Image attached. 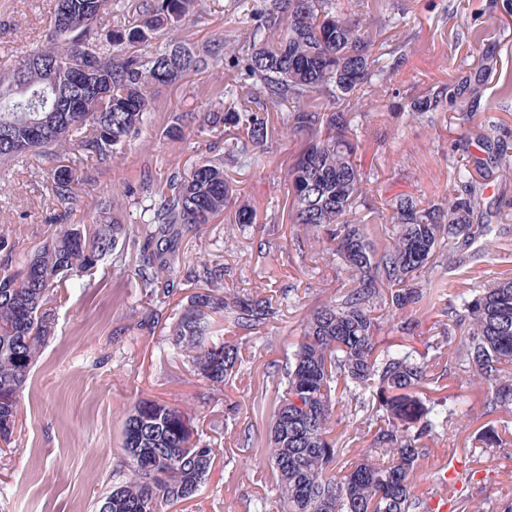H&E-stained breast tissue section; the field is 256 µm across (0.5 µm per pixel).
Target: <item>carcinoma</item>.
Here are the masks:
<instances>
[{
  "instance_id": "1",
  "label": "carcinoma",
  "mask_w": 512,
  "mask_h": 512,
  "mask_svg": "<svg viewBox=\"0 0 512 512\" xmlns=\"http://www.w3.org/2000/svg\"><path fill=\"white\" fill-rule=\"evenodd\" d=\"M193 6L194 0H57L45 41L0 64V167L35 158L53 207L47 220L53 230L17 263L15 243L0 232L1 443L12 442L20 390L54 336L62 289L86 287L83 277L107 262L127 268L154 302L127 330L150 333L169 324L173 354L213 387L241 365L238 347L224 339L227 327L259 330L279 316L281 302L225 291L205 261L187 277L203 287L186 296L175 321L164 316L178 289L159 271L180 265L182 239L231 207L235 223L257 220L249 206L236 205L224 162L236 163L248 145L268 140L269 113L240 103L231 87L224 109L200 116L209 133L236 141L231 151L188 174L172 172L162 184L147 178L135 190H114L112 202L96 208L88 223L71 221L88 165L111 161L151 126L150 87L205 72L222 59L221 43L192 49L174 37ZM120 14L135 16L137 24L106 29L107 18ZM252 20L249 46L234 56L235 82L273 104H289L279 134L299 144L284 170L293 223L309 250L345 266L350 285L303 319L280 368L282 391L265 448L276 472L271 497L277 512H428L415 494L424 477L420 441L448 426V397L438 396L448 388L447 370L404 344L387 343L379 332L383 320L407 305L432 304L441 288L420 287V274L445 250L461 263L490 225L478 223L480 203L472 191L426 206L404 197L384 224L358 217L366 188L355 161L356 133L335 105L361 112L369 104L359 90L371 81L370 33L387 20L370 11L343 17L335 0H260ZM448 89L441 86L410 111L443 109ZM187 122L188 113L174 112L163 133L179 137ZM504 149L512 143L497 141L498 178L506 183L512 158ZM127 207L135 208L145 233L135 256L122 219ZM459 298L460 307L441 309L455 325L467 324L455 353L471 368L470 383L493 389L505 407L512 402V277ZM363 389L373 392L381 424L367 453L350 462L334 431L350 421L342 399L353 401ZM424 389L432 396H420ZM475 440L495 448L500 436L487 427ZM222 455L223 449L196 440L188 412L141 399L123 420L112 489L97 512H164L193 498Z\"/></svg>"
}]
</instances>
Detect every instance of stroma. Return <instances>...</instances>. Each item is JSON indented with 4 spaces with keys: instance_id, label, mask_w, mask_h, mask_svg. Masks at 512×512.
Listing matches in <instances>:
<instances>
[{
    "instance_id": "1",
    "label": "stroma",
    "mask_w": 512,
    "mask_h": 512,
    "mask_svg": "<svg viewBox=\"0 0 512 512\" xmlns=\"http://www.w3.org/2000/svg\"><path fill=\"white\" fill-rule=\"evenodd\" d=\"M256 0H199L179 33L195 46L245 42ZM55 0H0V58L42 42ZM347 16L381 12L389 23L374 34L372 79L365 86L368 112L352 113L359 141L357 161L368 180V206L379 209L410 196L437 202L464 194L456 171L471 168L474 186L495 180L482 194L495 209L490 235L465 254L461 271L446 263L430 266L425 279L447 283L448 294H471L491 276L512 274V182L496 181L490 145L512 138V46L496 43L512 31V0H336ZM235 75L230 62L189 74L152 89L154 123L107 165L92 169L73 210L80 221L115 186L135 185L144 175L162 182L174 170L190 172L214 143L208 132L190 130L187 139L161 133L170 113H202L220 107V93ZM451 85L456 97L447 109L413 112L414 100ZM288 111L269 105L271 131L251 161L228 175L239 203L257 212L253 224H208L181 244L183 262L173 274L183 283L187 268L202 261L224 269L225 289L283 296L278 321L260 332H230L243 358L224 388L198 382L174 358L163 330L129 333L132 315L145 313L149 300L135 280L105 264L89 287L71 288L58 310L56 334L45 346L21 394V413L12 450L0 455V512H95L112 486L125 413L139 399L189 407L202 441L223 448L196 496L167 512H224L228 499L245 501L267 493L273 472L260 450L268 440L279 380L272 364L286 360L302 319L331 295L348 288L346 272L300 250L303 230L289 219L284 168L296 143L277 130ZM49 208L40 175L31 162L0 169V224L8 225L16 251L26 254L49 233ZM443 329L438 310L410 304L399 320L384 323L387 340H402L426 352ZM470 369L453 359L448 374L447 428L423 438L416 488L421 499L437 490L434 472L457 466L473 470L468 487L446 486L454 512H499L512 499V411L492 409L491 390L469 383ZM494 426L502 443L479 447L475 432ZM249 458L241 466V458Z\"/></svg>"
}]
</instances>
